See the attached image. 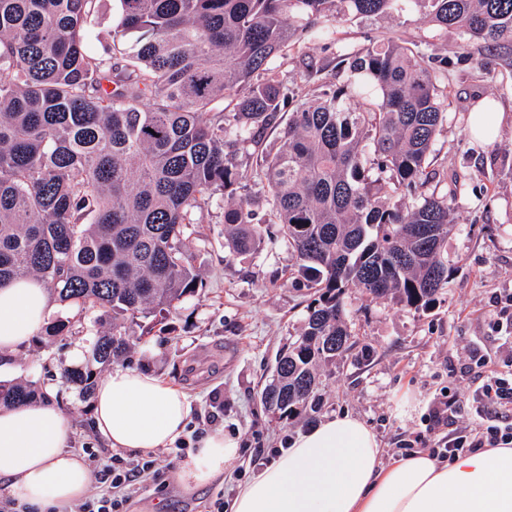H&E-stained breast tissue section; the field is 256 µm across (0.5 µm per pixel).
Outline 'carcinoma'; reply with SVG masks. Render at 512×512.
I'll return each mask as SVG.
<instances>
[{
    "instance_id": "cac0c4a2",
    "label": "carcinoma",
    "mask_w": 512,
    "mask_h": 512,
    "mask_svg": "<svg viewBox=\"0 0 512 512\" xmlns=\"http://www.w3.org/2000/svg\"><path fill=\"white\" fill-rule=\"evenodd\" d=\"M115 2L98 56L85 42L101 0H0V286L37 278L98 313L89 360L62 373L89 395L131 348L127 323L148 336L201 287L187 241L218 196L224 243L286 247L307 288L304 327L260 400L278 419L308 416L320 368L353 345L346 290L427 310L448 285L454 193L425 192L448 57L394 32L345 50L336 65L377 92L353 109L327 64L300 59L311 92L283 72L297 24L330 40L338 19L401 0ZM410 2L461 50L480 42L512 70V0ZM38 395L0 380V407Z\"/></svg>"
}]
</instances>
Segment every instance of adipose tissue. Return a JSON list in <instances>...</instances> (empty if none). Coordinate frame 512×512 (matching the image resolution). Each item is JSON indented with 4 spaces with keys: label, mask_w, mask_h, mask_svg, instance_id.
<instances>
[{
    "label": "adipose tissue",
    "mask_w": 512,
    "mask_h": 512,
    "mask_svg": "<svg viewBox=\"0 0 512 512\" xmlns=\"http://www.w3.org/2000/svg\"><path fill=\"white\" fill-rule=\"evenodd\" d=\"M54 303L43 283L19 279L0 287V373L9 357L47 323ZM96 432L110 447L143 453L174 445L190 404L157 375L114 367L90 398ZM73 424L49 400L0 408V488L29 512H68L94 482L69 449ZM236 438L201 437L172 477L200 487L239 455ZM373 431L358 418L329 417L279 449L242 484L231 512H512V447L487 448L442 462L417 452L391 465Z\"/></svg>",
    "instance_id": "1"
}]
</instances>
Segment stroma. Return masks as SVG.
<instances>
[{
    "label": "stroma",
    "mask_w": 512,
    "mask_h": 512,
    "mask_svg": "<svg viewBox=\"0 0 512 512\" xmlns=\"http://www.w3.org/2000/svg\"><path fill=\"white\" fill-rule=\"evenodd\" d=\"M391 29L410 42L433 39L436 52L448 58L447 121L435 143V167L439 189L456 188V227L448 237L452 275L426 311L349 289L344 303L354 346L336 364L323 367L317 412L321 419L349 414L362 420L375 432L386 464L400 458L403 441L431 423L447 389H455L462 403L446 424L435 427V437L475 424L479 398L469 351L512 358V346L504 344L489 319L493 301L512 296V72L498 65L479 68L484 51L476 43L469 60L461 61L456 36L433 37L415 11L342 19L328 48L314 35L300 33L285 69L289 79L303 82L299 53L318 61ZM486 99L499 104L503 121L498 138L479 145L471 138L468 117ZM199 219L189 254L202 287L182 302L164 331L135 345L122 363L181 387L191 404L188 431L224 430L238 437L240 454L224 475L187 489L168 478L178 456L167 448L153 452L156 472L143 477L132 512H206L217 498L232 501L238 485L267 463L274 449L287 447L307 428L296 419L274 418L258 397L277 353L304 325L307 297L290 276L292 256L282 246L247 256L229 249L221 199ZM53 316L70 321L69 331L38 333L36 341L18 350L17 377L46 391L69 414L71 447L79 454L94 449L90 466L97 473L113 450L92 427L89 396L64 382L61 372L79 366L73 352L89 351L99 325L94 314L80 316L63 306Z\"/></svg>",
    "instance_id": "stroma-1"
}]
</instances>
